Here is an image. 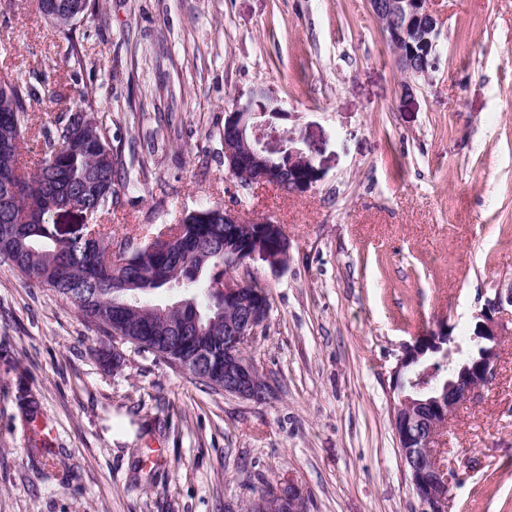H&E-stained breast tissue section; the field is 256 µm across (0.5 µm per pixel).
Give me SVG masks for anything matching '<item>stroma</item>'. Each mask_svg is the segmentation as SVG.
Returning a JSON list of instances; mask_svg holds the SVG:
<instances>
[{"mask_svg": "<svg viewBox=\"0 0 512 512\" xmlns=\"http://www.w3.org/2000/svg\"><path fill=\"white\" fill-rule=\"evenodd\" d=\"M428 78L411 79L367 0H99L80 60L31 0H0V82L62 94L33 105L29 160L50 117L94 91L127 163L110 212L138 246L220 202L278 221L285 266L245 343L270 389L242 400L130 344L0 261V512H245L287 479L309 512H417L394 440L390 371L404 343L452 329L512 287V0H431ZM266 89L277 123L323 171L302 195L238 186L224 114ZM118 348L121 370L98 350ZM34 395L55 466L28 456ZM448 512H512V335L497 374L451 421Z\"/></svg>", "mask_w": 512, "mask_h": 512, "instance_id": "stroma-1", "label": "stroma"}]
</instances>
